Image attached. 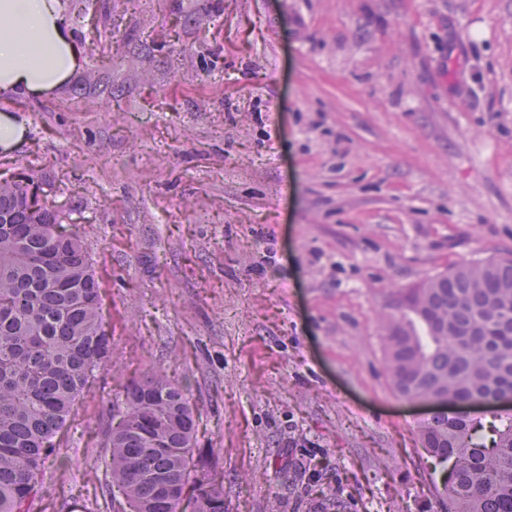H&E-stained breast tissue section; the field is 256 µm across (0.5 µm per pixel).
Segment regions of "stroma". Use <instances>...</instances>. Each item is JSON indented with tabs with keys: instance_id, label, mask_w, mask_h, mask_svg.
<instances>
[{
	"instance_id": "stroma-1",
	"label": "stroma",
	"mask_w": 512,
	"mask_h": 512,
	"mask_svg": "<svg viewBox=\"0 0 512 512\" xmlns=\"http://www.w3.org/2000/svg\"><path fill=\"white\" fill-rule=\"evenodd\" d=\"M83 52L10 109L84 228L121 367L30 512H108L130 376L188 388L224 512H448L385 368L398 290L512 254V0H67Z\"/></svg>"
}]
</instances>
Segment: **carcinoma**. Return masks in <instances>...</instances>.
<instances>
[{
	"label": "carcinoma",
	"mask_w": 512,
	"mask_h": 512,
	"mask_svg": "<svg viewBox=\"0 0 512 512\" xmlns=\"http://www.w3.org/2000/svg\"><path fill=\"white\" fill-rule=\"evenodd\" d=\"M33 174L0 179V512H30L55 436L93 372L112 360L104 287L66 214L32 193ZM393 388L407 400L512 395V258L462 262L400 290L383 317ZM107 439L111 481L135 512H224L217 463L194 447L195 403L157 370L124 387ZM491 443L479 414L438 410L422 446L453 462L450 512H512V412Z\"/></svg>",
	"instance_id": "cac0c4a2"
}]
</instances>
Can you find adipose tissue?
Instances as JSON below:
<instances>
[{"label":"adipose tissue","instance_id":"1","mask_svg":"<svg viewBox=\"0 0 512 512\" xmlns=\"http://www.w3.org/2000/svg\"><path fill=\"white\" fill-rule=\"evenodd\" d=\"M80 57L63 0H0V100L54 93Z\"/></svg>","mask_w":512,"mask_h":512}]
</instances>
